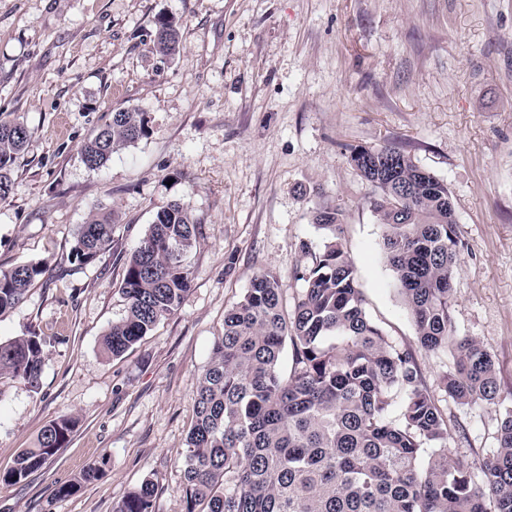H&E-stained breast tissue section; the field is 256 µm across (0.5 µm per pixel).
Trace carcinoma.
I'll return each mask as SVG.
<instances>
[{
	"mask_svg": "<svg viewBox=\"0 0 512 512\" xmlns=\"http://www.w3.org/2000/svg\"><path fill=\"white\" fill-rule=\"evenodd\" d=\"M179 48V29L154 21L152 51ZM148 133L135 108L112 113L82 146L84 163L102 167L113 153ZM30 136L27 125L0 119V200ZM350 160L375 190L370 205L384 228V256L427 350L451 349L444 392L461 404L500 405L492 356L455 334L453 280L462 247L447 184L395 147L355 148ZM330 231L292 311L283 307L276 276H257L224 311V335L214 345L194 399L195 422L184 466L185 512H512V406L504 408L496 453L473 467L446 448L447 422L423 383L411 350L388 343L368 316L355 270L340 242L341 213L318 210ZM199 222L180 202L160 210L131 255L123 281L125 316L105 334L118 356L174 314L191 285L189 253ZM112 218L92 216L78 231L71 257L92 262L111 240ZM43 264L0 270V314L22 302L44 276ZM46 341L28 330L0 341V376L38 390ZM293 364L280 370L285 346ZM399 414L391 416L396 398ZM75 427L67 415L51 421L23 449L0 482L18 484L65 446ZM157 483L143 481L115 512H152Z\"/></svg>",
	"mask_w": 512,
	"mask_h": 512,
	"instance_id": "1",
	"label": "carcinoma"
}]
</instances>
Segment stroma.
Returning <instances> with one entry per match:
<instances>
[{"mask_svg": "<svg viewBox=\"0 0 512 512\" xmlns=\"http://www.w3.org/2000/svg\"><path fill=\"white\" fill-rule=\"evenodd\" d=\"M161 15L180 26L172 57L151 51ZM132 107L148 135L88 168L85 138ZM0 117L31 131L0 201V268L49 269L0 315V341L29 328L47 340L39 389L0 377V472L50 421L77 420L42 467L0 483V512H114L146 479L152 512H183L194 398L224 311L267 269L293 306L297 272L328 236L313 222L322 208L341 212L365 310L412 350L451 456L495 453L501 410L441 390L452 354L420 346L350 154L392 145L447 184L463 243L455 330L491 354L511 405L512 0H0ZM174 201L201 222L192 286L153 332L106 355L126 263ZM102 211L110 245L71 261L80 225Z\"/></svg>", "mask_w": 512, "mask_h": 512, "instance_id": "35a3bbf8", "label": "stroma"}]
</instances>
